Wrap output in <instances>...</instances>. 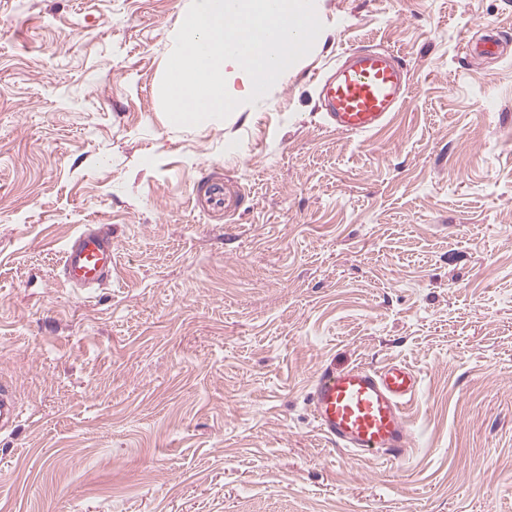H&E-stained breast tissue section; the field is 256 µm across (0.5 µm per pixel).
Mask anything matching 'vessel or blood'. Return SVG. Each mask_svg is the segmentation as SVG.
<instances>
[{
    "mask_svg": "<svg viewBox=\"0 0 512 512\" xmlns=\"http://www.w3.org/2000/svg\"><path fill=\"white\" fill-rule=\"evenodd\" d=\"M327 123L367 135L385 122L409 94L407 71L393 52L356 50L333 74L319 79ZM62 274L68 285L97 288L112 279V236L87 224L66 244ZM418 373L402 362L380 367L323 368L310 382L307 402L323 437L363 458L398 459L415 438L405 415L418 394Z\"/></svg>",
    "mask_w": 512,
    "mask_h": 512,
    "instance_id": "b4317fda",
    "label": "vessel or blood"
}]
</instances>
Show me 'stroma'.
<instances>
[{
  "mask_svg": "<svg viewBox=\"0 0 512 512\" xmlns=\"http://www.w3.org/2000/svg\"><path fill=\"white\" fill-rule=\"evenodd\" d=\"M189 3L0 0V512H512V0H321L263 99L178 128ZM375 48L410 93L336 130L316 78ZM216 177L223 216L194 202ZM85 224L112 233L92 289L61 274ZM392 362L412 455L336 450L315 371ZM18 416V406L13 392L6 386L0 387V429L13 424Z\"/></svg>",
  "mask_w": 512,
  "mask_h": 512,
  "instance_id": "obj_1",
  "label": "stroma"
}]
</instances>
